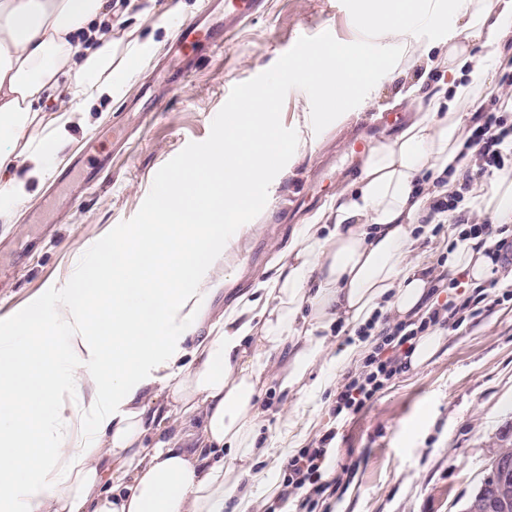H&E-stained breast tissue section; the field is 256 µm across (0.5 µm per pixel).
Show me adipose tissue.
<instances>
[{
    "label": "adipose tissue",
    "mask_w": 512,
    "mask_h": 512,
    "mask_svg": "<svg viewBox=\"0 0 512 512\" xmlns=\"http://www.w3.org/2000/svg\"><path fill=\"white\" fill-rule=\"evenodd\" d=\"M396 13L368 8L366 24L424 73L399 100H426L394 138L364 154L351 187L295 225L262 277L208 312L238 270L226 258L242 216L268 199L272 157L288 153L271 100L224 118V137L205 163L187 161L166 179L134 251L125 243L91 256L69 287L18 314L16 335L0 336V512H259L262 461L281 463L298 447L303 411L261 436L264 387L290 397L321 391L363 344L336 349L335 324L358 329L374 315L426 310L430 282L419 261V220L438 223L417 180L431 174L452 193L463 134L512 43V0H390ZM110 0H0V143L10 140L43 94L57 117L44 140L64 138L74 112L112 95ZM434 26L440 38L406 35ZM480 46L482 55L471 54ZM492 242L455 238L450 273L473 284L493 276ZM174 253L162 278L157 254ZM112 307L90 321L102 291ZM47 333L64 360L20 339ZM200 428H192L193 419ZM226 449L223 463L212 460Z\"/></svg>",
    "instance_id": "adipose-tissue-1"
}]
</instances>
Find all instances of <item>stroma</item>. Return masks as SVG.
Wrapping results in <instances>:
<instances>
[{"label": "stroma", "mask_w": 512, "mask_h": 512, "mask_svg": "<svg viewBox=\"0 0 512 512\" xmlns=\"http://www.w3.org/2000/svg\"><path fill=\"white\" fill-rule=\"evenodd\" d=\"M203 0H127L112 11L114 41L110 99L77 114L66 144H47L45 171L29 177L31 138L44 128L53 100L30 113L7 144L11 177L25 180L26 195L0 197V336L13 335L14 315L62 287L81 255L119 223L132 218L156 172L188 143L204 141L232 87L271 68L303 36L330 32L358 39L341 0H265L239 25L223 50L200 55L187 82L169 81L158 66L167 59L175 30L195 20ZM399 88L384 76L352 109L346 122L298 147L269 189L262 213L248 215L238 242L243 268L215 299L213 311L247 290L272 256L323 202L358 175L352 140L365 145L396 134L415 106L396 102ZM159 106L152 120L139 107L144 96ZM96 172V186L86 177ZM345 377L337 371L321 393L286 399L266 390L276 429L284 406L312 410L307 441L337 428L334 476L342 485L314 512H465L491 461L512 450V300L478 320L445 331L440 349L422 366L403 370L374 401L343 422L331 413Z\"/></svg>", "instance_id": "obj_1"}]
</instances>
